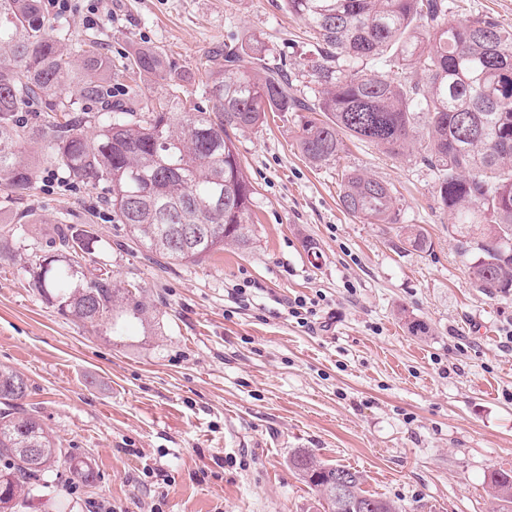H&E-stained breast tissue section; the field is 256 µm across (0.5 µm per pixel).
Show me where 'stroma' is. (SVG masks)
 Listing matches in <instances>:
<instances>
[{
  "mask_svg": "<svg viewBox=\"0 0 512 512\" xmlns=\"http://www.w3.org/2000/svg\"><path fill=\"white\" fill-rule=\"evenodd\" d=\"M48 15L72 47L91 39L111 55L118 99L133 46L161 48L199 96L201 61L252 35L287 55L301 94L315 90L316 40L282 0H67ZM235 143L255 187V237L195 265L150 258L113 223L105 189L48 164V142L23 146L42 174L25 195L0 191V217L40 221L4 241L0 366L27 379L28 409L97 479L59 471L20 512H90L104 498L117 512H323L289 466L302 448L359 471L364 490L403 512H498L486 477L512 469V349L502 346L512 291L471 283L423 146L393 156L347 137L335 162L317 166L291 112ZM347 170L391 185L400 224L342 209ZM61 223L98 239L86 276L142 288L150 327L131 323L115 339L31 288L29 260L55 253ZM403 224L422 227L430 248H404ZM312 247L316 265L305 260ZM299 296L319 302L312 327L288 314ZM413 320L427 333L409 331Z\"/></svg>",
  "mask_w": 512,
  "mask_h": 512,
  "instance_id": "obj_1",
  "label": "stroma"
}]
</instances>
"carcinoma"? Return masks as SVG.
<instances>
[{
    "mask_svg": "<svg viewBox=\"0 0 512 512\" xmlns=\"http://www.w3.org/2000/svg\"><path fill=\"white\" fill-rule=\"evenodd\" d=\"M321 47L313 69V97H299L283 60L270 61L250 38L224 47V65L211 69L207 104L188 94L191 74L174 68L156 47L129 53L136 74L162 82L146 101L127 86L130 101L112 100V58L92 43L72 61L62 35L40 0H0V189L29 191L38 167L23 159L22 144L48 137L53 162L71 180L108 187L113 222L147 252L167 263L197 264L226 245L244 248L253 237L255 188L244 174L234 130L264 124L270 112H297L298 144L314 164L338 157L344 133L399 155L416 141L438 173L439 207L471 255L469 275L489 294L512 289V29L490 17L448 19V0H283ZM374 61L371 68L359 63ZM76 85L80 100L59 89ZM96 107L98 130L71 117ZM424 117L416 130L414 116ZM343 210L369 224H398L391 187L356 170L344 173ZM60 249L48 264L34 255L32 287L83 323H107L124 335L135 319L149 323L140 288L109 276L78 277L76 257L96 243L92 233L56 228ZM404 243L430 247L424 230L404 228ZM28 383L0 368V512L18 498L37 497L59 468L92 484L91 464L68 454L23 405ZM295 473L319 493L325 512H401L394 502L362 488L359 471L325 466L305 449L290 458ZM346 479L349 497L336 499L333 482ZM504 512L512 507V471L487 475Z\"/></svg>",
    "mask_w": 512,
    "mask_h": 512,
    "instance_id": "obj_1",
    "label": "carcinoma"
}]
</instances>
